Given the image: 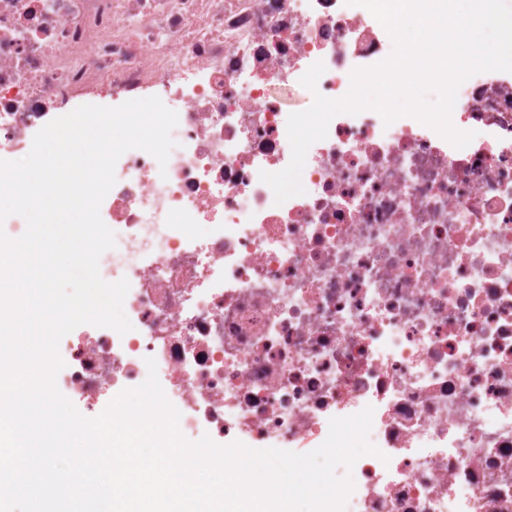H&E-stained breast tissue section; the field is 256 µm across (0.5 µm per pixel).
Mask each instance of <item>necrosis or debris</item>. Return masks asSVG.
I'll use <instances>...</instances> for the list:
<instances>
[{
  "instance_id": "obj_1",
  "label": "necrosis or debris",
  "mask_w": 512,
  "mask_h": 512,
  "mask_svg": "<svg viewBox=\"0 0 512 512\" xmlns=\"http://www.w3.org/2000/svg\"><path fill=\"white\" fill-rule=\"evenodd\" d=\"M394 51L346 0H0V159L100 87L178 115L166 166L126 151L106 197L135 265L132 325H81L60 352L82 414L154 358L179 431L225 446L321 445L373 407L375 451L345 512H512V73L462 82L455 147L410 115H335L304 194L260 171L290 162L288 101L315 63L343 98Z\"/></svg>"
}]
</instances>
